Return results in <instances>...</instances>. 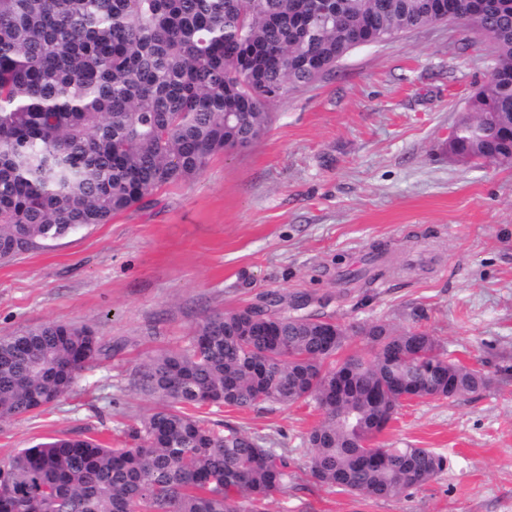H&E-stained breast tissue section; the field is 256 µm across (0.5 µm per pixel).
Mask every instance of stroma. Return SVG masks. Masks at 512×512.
<instances>
[{"label": "stroma", "mask_w": 512, "mask_h": 512, "mask_svg": "<svg viewBox=\"0 0 512 512\" xmlns=\"http://www.w3.org/2000/svg\"><path fill=\"white\" fill-rule=\"evenodd\" d=\"M494 63L489 38L447 22L356 48L269 104L256 143L109 223L0 262V336L75 322L106 350L54 408L0 421V460L61 436L127 446L157 405L135 385L140 366L186 347L205 315L276 291L324 302L342 324L428 332L491 383L404 402L377 444L434 449L448 468L384 501L307 475L313 405L199 409L294 459L270 512H512V165L448 152Z\"/></svg>", "instance_id": "35a3bbf8"}]
</instances>
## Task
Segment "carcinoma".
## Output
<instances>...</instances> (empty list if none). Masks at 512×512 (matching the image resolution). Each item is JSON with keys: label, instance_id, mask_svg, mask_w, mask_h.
Segmentation results:
<instances>
[{"label": "carcinoma", "instance_id": "carcinoma-1", "mask_svg": "<svg viewBox=\"0 0 512 512\" xmlns=\"http://www.w3.org/2000/svg\"><path fill=\"white\" fill-rule=\"evenodd\" d=\"M491 40L483 83L449 150L494 162L512 139V0H0V260L42 248L200 174L265 108L355 48L448 15ZM272 292L212 313L188 345L138 371L161 401L131 447L62 437L0 461V512H268L295 462L189 413L312 402L315 481L397 498L443 472L431 448L370 446L404 402L477 393L490 378L439 340L381 322L342 325ZM93 330L48 321L0 336V421L42 413L102 354ZM352 336L370 351L338 358Z\"/></svg>", "mask_w": 512, "mask_h": 512}]
</instances>
